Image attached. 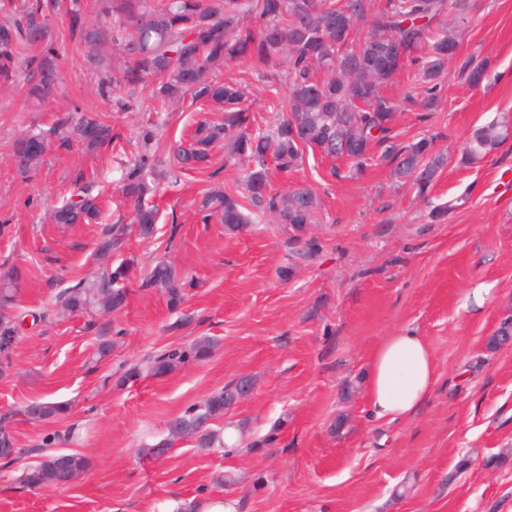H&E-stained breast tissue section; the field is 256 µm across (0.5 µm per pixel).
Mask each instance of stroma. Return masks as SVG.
Returning <instances> with one entry per match:
<instances>
[{
	"instance_id": "obj_1",
	"label": "stroma",
	"mask_w": 512,
	"mask_h": 512,
	"mask_svg": "<svg viewBox=\"0 0 512 512\" xmlns=\"http://www.w3.org/2000/svg\"><path fill=\"white\" fill-rule=\"evenodd\" d=\"M48 24L61 52L60 92L38 104L21 85L0 89V273L19 270L25 317L13 370L0 378V417L41 398L71 410L15 423L16 459L0 467V512H170L177 501L221 496L241 498L247 512H512V344L488 345L512 321V139L480 164L461 161L475 128L512 117V0H469L449 11L444 27L459 47L428 119L402 104L424 95L417 66L380 89L398 105L399 140L431 137L447 159L426 196L396 183L380 162L361 179L335 178L330 159L309 153L300 168L272 173L275 192L308 184L321 200L307 230L320 250L300 263L290 229L273 215L234 234L201 221L196 206L206 192L241 186V167L226 162L220 145L209 168L162 187L152 239L130 235L100 257L103 225L53 223L80 175L101 187L110 221L131 220L117 181L144 115L113 110L99 94L64 11ZM467 59L485 67L481 85L461 75ZM222 75L246 85L250 129L274 122L287 93L284 66L268 79L240 61ZM75 105L111 124L112 144L54 151L38 170L19 172L15 140ZM164 118L163 151L222 115L187 97ZM443 205L448 214L434 220ZM129 257L136 266L123 309L90 319L61 308V290ZM161 258L196 282L175 308L145 281ZM480 282L496 294L486 318L470 323L461 304ZM402 326L427 339L439 381L416 417L381 422L370 415L364 371L376 342ZM200 336L214 341L209 359L123 379L129 366ZM104 342L111 351L96 359ZM244 375L255 382L250 396L213 423L237 425L244 450L226 456L183 439L162 456L141 455L166 438L170 420ZM341 415L347 422L334 430ZM53 432L63 436L58 450L90 467L73 484L30 489L23 472ZM226 473L235 482L224 487L217 479Z\"/></svg>"
}]
</instances>
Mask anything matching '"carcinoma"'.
Wrapping results in <instances>:
<instances>
[{
  "label": "carcinoma",
  "instance_id": "carcinoma-1",
  "mask_svg": "<svg viewBox=\"0 0 512 512\" xmlns=\"http://www.w3.org/2000/svg\"><path fill=\"white\" fill-rule=\"evenodd\" d=\"M59 0H35L9 24L0 25V87L17 80L19 50L31 47L40 54L27 59L26 97L45 101L58 89L59 52L54 46L47 20ZM448 0H384L374 14L371 33L355 38L357 22L363 17V0H99L101 26L87 29L81 0H70L69 28L88 47L87 63L98 69L102 63L99 46L112 43L123 54V64L112 75L99 81L104 97L126 87L157 80L143 112H158L161 105L191 95L212 111L224 113V120L200 124L188 140L170 144L168 160L156 156L154 144L158 124L146 120L139 138L143 152L125 168L121 178L122 195L134 207L133 223L140 237L154 236L158 211L151 204L157 181H178L188 170L204 169L211 161V150L224 143L228 160L246 163L244 189L250 204L260 214H273L288 225L302 242L297 252L310 259L319 252V242L302 239L320 206L316 191L299 187L286 194L270 191L268 163L282 172L303 163L306 149H317L349 164L348 176L363 174L373 160V149L380 162L393 166V176L410 181L419 195L427 193L445 164L432 153V141L421 138L408 144L394 141L392 125L395 106L380 93V87L405 66L426 56L419 76L428 84L426 96L410 100L424 112L436 105L434 90L444 75L448 59L455 55L457 41L439 32L448 15ZM245 59L259 74L285 64L288 93L280 103L282 119L255 134L246 126L248 91L242 84L218 79L228 63ZM461 74L473 85L484 79V69L469 61ZM512 123L504 120L474 129L463 154L464 162L477 164L491 155L506 139ZM112 127L93 114L74 106L56 116L46 129L26 134L15 142L14 158L22 172L37 170L48 153L69 150L77 145L95 149L112 142ZM78 200L56 208V224H91L100 215L99 197L85 184L77 191ZM240 198L231 191L214 189L201 199L198 211L204 218L217 216L229 232L251 223L243 212ZM127 236L123 224L108 227L100 239L102 254L118 250ZM134 259L123 261L113 270L93 273L72 288L64 289L59 302L71 311L93 317L125 305L124 280ZM18 276L0 277V376L8 375L11 356L19 339L23 320L8 312L15 301ZM150 284L161 288L172 306L181 304L187 281L175 267L161 260L151 270ZM213 342L198 338L190 347L170 346L125 371L124 377L143 373L164 376L189 361L210 357ZM252 380L241 377L188 407L168 424L170 438L154 445L156 454L171 445V439L188 438L202 449L222 448L220 434L211 421L237 402V395L252 388ZM40 420H51L68 410L64 402L39 400L29 406ZM15 456V436L0 418V461L8 465ZM88 467L87 460L68 453L64 460L55 452L44 455L37 466L26 471L25 485L41 488L64 485L78 479Z\"/></svg>",
  "mask_w": 512,
  "mask_h": 512
}]
</instances>
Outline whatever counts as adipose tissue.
<instances>
[{
    "label": "adipose tissue",
    "instance_id": "adipose-tissue-1",
    "mask_svg": "<svg viewBox=\"0 0 512 512\" xmlns=\"http://www.w3.org/2000/svg\"><path fill=\"white\" fill-rule=\"evenodd\" d=\"M439 378L432 348L415 329L398 328L371 351L365 390L376 419L415 416L430 400Z\"/></svg>",
    "mask_w": 512,
    "mask_h": 512
}]
</instances>
